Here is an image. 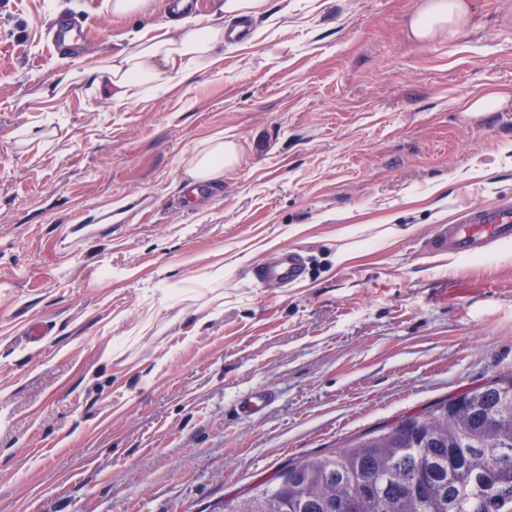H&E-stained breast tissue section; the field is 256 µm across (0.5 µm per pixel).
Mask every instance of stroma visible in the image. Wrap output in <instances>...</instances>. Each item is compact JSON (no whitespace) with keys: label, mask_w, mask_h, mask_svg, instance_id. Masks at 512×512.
Here are the masks:
<instances>
[{"label":"stroma","mask_w":512,"mask_h":512,"mask_svg":"<svg viewBox=\"0 0 512 512\" xmlns=\"http://www.w3.org/2000/svg\"><path fill=\"white\" fill-rule=\"evenodd\" d=\"M423 0H269L245 42L172 90L113 104L73 85L29 97L154 36L103 0H58L87 52L49 47V0H0V512H213L293 460L512 372V242L431 258L421 238L512 195V0H474L459 34L419 43ZM222 133L223 181L184 159ZM95 235L66 248L75 219ZM406 234L336 265V233ZM299 249L282 288L254 267ZM234 264L224 296L206 274ZM51 327L28 343V322ZM271 395L244 416L252 390ZM509 100L512 101V89L483 91L467 96L462 100L464 112L484 114L500 109ZM239 160V145L233 138L218 133L201 140L185 159V172L190 186L224 179V170Z\"/></svg>","instance_id":"obj_1"}]
</instances>
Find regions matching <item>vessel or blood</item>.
<instances>
[{
	"mask_svg": "<svg viewBox=\"0 0 512 512\" xmlns=\"http://www.w3.org/2000/svg\"><path fill=\"white\" fill-rule=\"evenodd\" d=\"M78 41L74 26L63 22L56 28L51 44L59 54L72 55L79 49ZM509 241H512V196H502L486 205L467 206L453 222L433 227L423 238V251L431 257L473 255L490 252ZM304 274L302 257L295 250H284L256 267L260 280L276 284H290Z\"/></svg>",
	"mask_w": 512,
	"mask_h": 512,
	"instance_id": "1",
	"label": "vessel or blood"
}]
</instances>
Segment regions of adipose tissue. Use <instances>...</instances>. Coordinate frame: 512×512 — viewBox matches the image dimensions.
<instances>
[{"instance_id":"obj_1","label":"adipose tissue","mask_w":512,"mask_h":512,"mask_svg":"<svg viewBox=\"0 0 512 512\" xmlns=\"http://www.w3.org/2000/svg\"><path fill=\"white\" fill-rule=\"evenodd\" d=\"M268 0H221L215 23L196 14L191 0H180V18L165 26L161 34L147 37L131 32L129 50L106 56L78 77L88 94L108 97L117 103L142 101L173 87L191 75L210 68L224 54L227 43L224 20H250L264 13ZM471 10L469 0H424L410 22L418 42L437 32H460ZM239 160L236 140L215 134L201 140L185 161V172L193 184L211 183Z\"/></svg>"}]
</instances>
